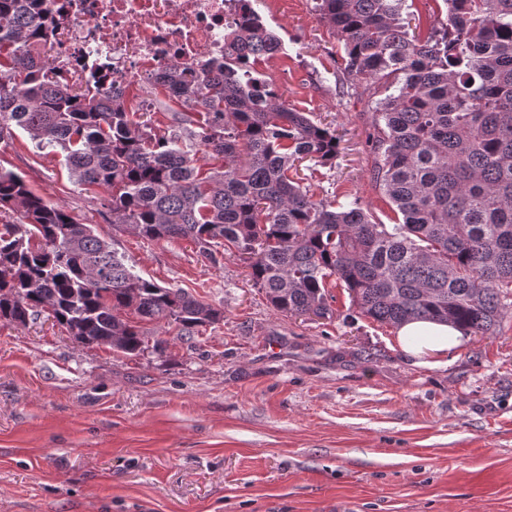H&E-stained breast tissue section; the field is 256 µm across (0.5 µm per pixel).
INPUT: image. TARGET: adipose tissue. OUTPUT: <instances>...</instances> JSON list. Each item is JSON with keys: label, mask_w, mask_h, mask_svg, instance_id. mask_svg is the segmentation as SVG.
<instances>
[{"label": "adipose tissue", "mask_w": 512, "mask_h": 512, "mask_svg": "<svg viewBox=\"0 0 512 512\" xmlns=\"http://www.w3.org/2000/svg\"><path fill=\"white\" fill-rule=\"evenodd\" d=\"M397 339L402 350L418 364L436 366L461 344L462 334L445 323L412 321L398 328Z\"/></svg>", "instance_id": "adipose-tissue-1"}]
</instances>
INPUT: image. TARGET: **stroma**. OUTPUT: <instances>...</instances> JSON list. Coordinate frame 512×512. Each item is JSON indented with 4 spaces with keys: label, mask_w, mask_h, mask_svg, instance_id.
I'll return each instance as SVG.
<instances>
[{
    "label": "stroma",
    "mask_w": 512,
    "mask_h": 512,
    "mask_svg": "<svg viewBox=\"0 0 512 512\" xmlns=\"http://www.w3.org/2000/svg\"><path fill=\"white\" fill-rule=\"evenodd\" d=\"M283 55L289 107L341 137L302 162L314 199L393 212L371 185L374 93L343 79L344 50L313 0H258ZM0 165L92 225L144 278L224 313L183 339L145 323L165 352L77 342L47 316L0 321V512H512V315L429 368L396 329L331 289L326 318L276 312L237 254L199 255L112 222L102 191L37 157L16 131Z\"/></svg>",
    "instance_id": "stroma-1"
}]
</instances>
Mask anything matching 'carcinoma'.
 <instances>
[{
    "label": "carcinoma",
    "mask_w": 512,
    "mask_h": 512,
    "mask_svg": "<svg viewBox=\"0 0 512 512\" xmlns=\"http://www.w3.org/2000/svg\"><path fill=\"white\" fill-rule=\"evenodd\" d=\"M42 0H0V140L19 128L37 155H58L74 183L97 186L123 224L148 239L219 240L249 261L282 314H329L328 285L346 288L380 324L495 329L512 308V0H444L448 23L426 38L407 0H315L343 43V74L377 87L368 143L371 181L396 213L373 220L359 200L316 201L291 170L336 159V129L286 105L245 69L244 55L281 46L253 0H238L224 57L205 81L176 63L155 80L173 112L163 134L126 100L49 63L56 28ZM220 162L205 167L201 158ZM0 320L41 310L85 345L137 357L143 322L180 336L223 312L132 271L65 209L0 165Z\"/></svg>",
    "instance_id": "1"
}]
</instances>
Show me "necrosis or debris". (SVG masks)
I'll return each instance as SVG.
<instances>
[{"label": "necrosis or debris", "mask_w": 512, "mask_h": 512, "mask_svg": "<svg viewBox=\"0 0 512 512\" xmlns=\"http://www.w3.org/2000/svg\"><path fill=\"white\" fill-rule=\"evenodd\" d=\"M57 27L53 63L124 93L149 81L173 61L206 76L224 55V26L236 0H43Z\"/></svg>", "instance_id": "obj_1"}]
</instances>
